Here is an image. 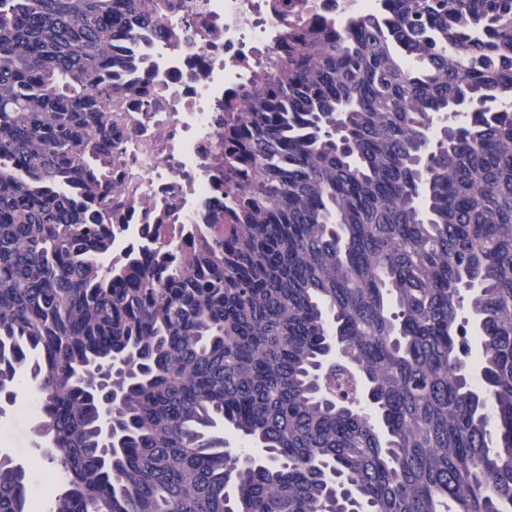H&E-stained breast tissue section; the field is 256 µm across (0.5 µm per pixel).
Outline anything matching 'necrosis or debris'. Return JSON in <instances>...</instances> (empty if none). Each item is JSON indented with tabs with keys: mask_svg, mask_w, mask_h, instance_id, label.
<instances>
[{
	"mask_svg": "<svg viewBox=\"0 0 512 512\" xmlns=\"http://www.w3.org/2000/svg\"><path fill=\"white\" fill-rule=\"evenodd\" d=\"M375 0H167V37L128 99L112 138L128 156L112 163L113 258L145 237L187 244L215 192L205 168L225 92L262 81L284 27L310 12L336 23L374 11Z\"/></svg>",
	"mask_w": 512,
	"mask_h": 512,
	"instance_id": "1",
	"label": "necrosis or debris"
}]
</instances>
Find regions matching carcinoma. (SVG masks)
I'll use <instances>...</instances> for the list:
<instances>
[{
	"label": "carcinoma",
	"mask_w": 512,
	"mask_h": 512,
	"mask_svg": "<svg viewBox=\"0 0 512 512\" xmlns=\"http://www.w3.org/2000/svg\"><path fill=\"white\" fill-rule=\"evenodd\" d=\"M165 8L0 0V400L36 389L50 512H512V0L282 31L215 106L224 206L107 263Z\"/></svg>",
	"instance_id": "carcinoma-1"
}]
</instances>
